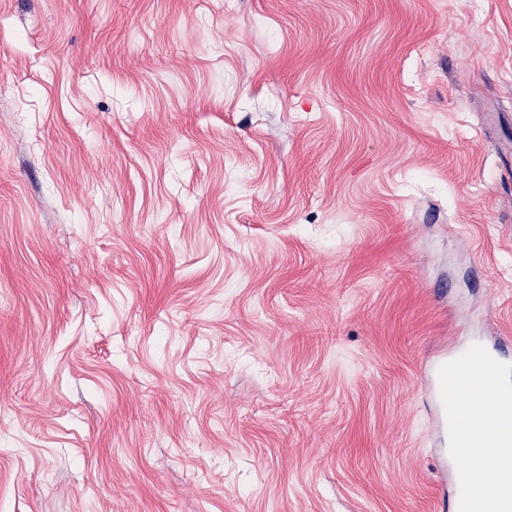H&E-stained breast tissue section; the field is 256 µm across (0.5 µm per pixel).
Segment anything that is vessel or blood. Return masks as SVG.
Wrapping results in <instances>:
<instances>
[{
	"mask_svg": "<svg viewBox=\"0 0 512 512\" xmlns=\"http://www.w3.org/2000/svg\"><path fill=\"white\" fill-rule=\"evenodd\" d=\"M432 382L436 427L446 430L455 456L453 489L439 512H512V479L481 462L487 452L512 462V384L493 346L476 339L437 358Z\"/></svg>",
	"mask_w": 512,
	"mask_h": 512,
	"instance_id": "obj_1",
	"label": "vessel or blood"
}]
</instances>
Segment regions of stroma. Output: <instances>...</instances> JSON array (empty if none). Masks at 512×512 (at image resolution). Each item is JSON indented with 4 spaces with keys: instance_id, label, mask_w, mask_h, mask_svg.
I'll return each mask as SVG.
<instances>
[{
    "instance_id": "1",
    "label": "stroma",
    "mask_w": 512,
    "mask_h": 512,
    "mask_svg": "<svg viewBox=\"0 0 512 512\" xmlns=\"http://www.w3.org/2000/svg\"><path fill=\"white\" fill-rule=\"evenodd\" d=\"M503 140L512 0H0V512H435Z\"/></svg>"
}]
</instances>
